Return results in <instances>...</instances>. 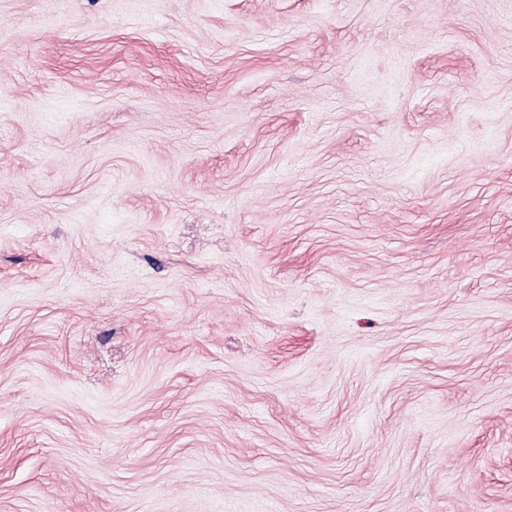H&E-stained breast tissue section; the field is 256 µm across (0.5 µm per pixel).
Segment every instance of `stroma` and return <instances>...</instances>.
Returning <instances> with one entry per match:
<instances>
[{
  "label": "stroma",
  "instance_id": "1",
  "mask_svg": "<svg viewBox=\"0 0 512 512\" xmlns=\"http://www.w3.org/2000/svg\"><path fill=\"white\" fill-rule=\"evenodd\" d=\"M0 512H512V0H0Z\"/></svg>",
  "mask_w": 512,
  "mask_h": 512
}]
</instances>
